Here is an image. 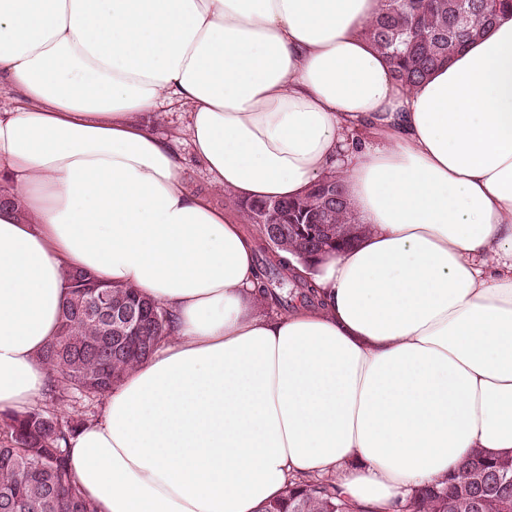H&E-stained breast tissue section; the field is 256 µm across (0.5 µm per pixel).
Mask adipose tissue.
I'll return each instance as SVG.
<instances>
[{"label":"adipose tissue","mask_w":512,"mask_h":512,"mask_svg":"<svg viewBox=\"0 0 512 512\" xmlns=\"http://www.w3.org/2000/svg\"><path fill=\"white\" fill-rule=\"evenodd\" d=\"M383 0H0V412L45 398L67 273L130 285L169 335L72 436L97 512H257L333 478L398 512L473 450L512 457V12L413 89ZM180 103L231 204L145 119ZM338 174L367 233L255 288L240 203Z\"/></svg>","instance_id":"adipose-tissue-1"}]
</instances>
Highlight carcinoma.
Segmentation results:
<instances>
[{
	"label": "carcinoma",
	"mask_w": 512,
	"mask_h": 512,
	"mask_svg": "<svg viewBox=\"0 0 512 512\" xmlns=\"http://www.w3.org/2000/svg\"><path fill=\"white\" fill-rule=\"evenodd\" d=\"M512 11V0H384L381 12L365 27L372 44L392 64L394 79L415 86L431 71L448 62L468 42L482 37L498 17ZM325 182L336 185L333 223H355L348 201L340 199L341 183L334 176ZM252 224L273 222L289 232L294 224H319L324 201L314 186L298 199L260 200L239 204ZM256 268L259 296L268 305L282 306L277 292L285 286L298 290L303 302H314L312 285L288 272L277 249L267 255L258 247ZM70 290L61 312L60 332L41 353L49 368V396L63 400L78 395L89 402L105 393L153 352L167 335L169 315L138 289L100 282H86L69 274ZM107 296L114 307H131L144 317L139 343L116 351L99 344L102 327L82 318V311ZM90 421L84 411L60 416L48 407L26 413H0V512H97L82 493L68 467L66 443ZM507 461L474 453L449 473L453 487L424 488L401 507V512H471L470 502L480 496L482 512H512V498H502L493 484L480 485L477 472L493 473ZM259 512H355L340 498L330 479L302 481L286 495L269 501Z\"/></svg>",
	"instance_id": "cac0c4a2"
}]
</instances>
